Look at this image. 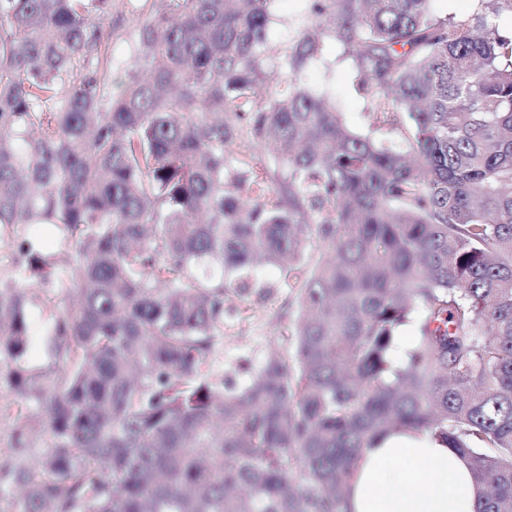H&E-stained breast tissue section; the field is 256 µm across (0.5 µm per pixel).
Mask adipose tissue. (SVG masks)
<instances>
[{"mask_svg":"<svg viewBox=\"0 0 512 512\" xmlns=\"http://www.w3.org/2000/svg\"><path fill=\"white\" fill-rule=\"evenodd\" d=\"M348 512H478L469 464L433 433L379 436L354 464Z\"/></svg>","mask_w":512,"mask_h":512,"instance_id":"1","label":"adipose tissue"}]
</instances>
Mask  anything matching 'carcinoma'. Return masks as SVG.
Instances as JSON below:
<instances>
[{
  "label": "carcinoma",
  "instance_id": "1",
  "mask_svg": "<svg viewBox=\"0 0 512 512\" xmlns=\"http://www.w3.org/2000/svg\"><path fill=\"white\" fill-rule=\"evenodd\" d=\"M270 2L153 0L115 94L112 0H0V362L17 443L30 400L53 437L38 468H0L20 512H346L355 458L403 428L468 458L481 512H512V36L492 20L512 0L313 5L404 151L295 81L257 101ZM330 33L300 30L280 68ZM245 126L281 178L228 161ZM212 261L240 296L265 265L288 289L287 349L242 384L209 369L237 315L197 274ZM26 288L79 293L41 384Z\"/></svg>",
  "mask_w": 512,
  "mask_h": 512
}]
</instances>
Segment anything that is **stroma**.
<instances>
[{"label":"stroma","mask_w":512,"mask_h":512,"mask_svg":"<svg viewBox=\"0 0 512 512\" xmlns=\"http://www.w3.org/2000/svg\"><path fill=\"white\" fill-rule=\"evenodd\" d=\"M145 0H112V29L105 34L112 57V82L127 80L137 53L138 34L146 16ZM272 40L270 57H277L289 38L312 23L331 28L332 15H312L306 0H298L293 10H284L280 0L271 5ZM326 48L301 73L302 82L314 93L322 95L340 112L344 123L354 132L368 134L387 148L402 147L398 130L373 125L369 116V99L359 94L351 77V61L343 57L334 38H326ZM71 303L70 296L44 288L28 293L27 310L30 322V353L25 360L32 375L49 379L55 377L58 365L52 350V317L64 312ZM228 303L240 312L239 319L224 326V338L217 345L210 362V372L219 378L230 375L239 358L247 357L254 368H261L271 349L280 342L285 325L283 313L288 306L286 294L275 291L257 292L248 297L229 294ZM19 397L9 380L7 370L0 364V465L39 464L52 446V436L45 425V413L38 403H31L29 441L27 447L14 443L12 425Z\"/></svg>","instance_id":"1"}]
</instances>
